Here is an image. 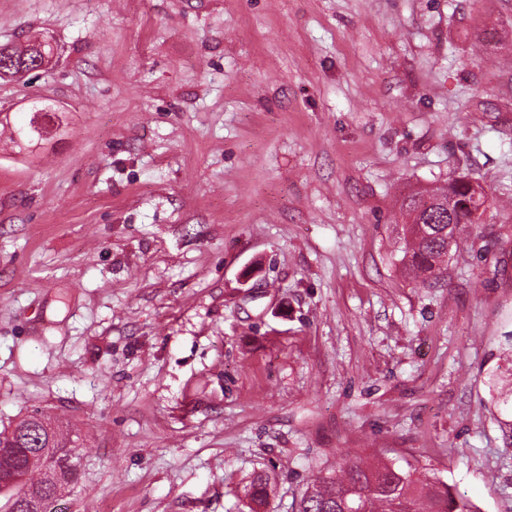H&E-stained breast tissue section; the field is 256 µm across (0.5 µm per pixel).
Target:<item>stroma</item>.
<instances>
[{
	"label": "stroma",
	"instance_id": "35a3bbf8",
	"mask_svg": "<svg viewBox=\"0 0 512 512\" xmlns=\"http://www.w3.org/2000/svg\"><path fill=\"white\" fill-rule=\"evenodd\" d=\"M512 0H0V428L77 437L58 512H269L395 460L512 512ZM488 196L442 276L401 204ZM34 39H28L24 44H11V46L0 45V78L17 77L19 72L26 70L27 72L37 70V59L40 62L46 55L48 58L52 53V47L45 45L42 52L32 44ZM40 103V101L33 102L31 107L32 116L27 124L26 127L22 128H13L11 132V142L14 144V147L18 149L16 151V154H26L29 155L32 153L38 146L42 144V142L46 139L43 138L44 131L42 130V127L38 124V117L41 116H49V113L47 112H54L52 113L53 116H55L58 119V123L61 125L63 122V117L66 112H63L58 106L55 104H46L43 103L42 107H39L37 104ZM49 109V111L42 113V112H34L35 110H45ZM39 114V115H38ZM269 493L268 475L264 472L254 473L244 489V507L248 509V512H261L260 509L267 504Z\"/></svg>",
	"mask_w": 512,
	"mask_h": 512
}]
</instances>
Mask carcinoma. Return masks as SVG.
Here are the masks:
<instances>
[{
  "mask_svg": "<svg viewBox=\"0 0 512 512\" xmlns=\"http://www.w3.org/2000/svg\"><path fill=\"white\" fill-rule=\"evenodd\" d=\"M52 47L38 50L32 40L23 44L0 45V78L16 77L19 72L38 69L37 60L51 55ZM53 112L63 121L64 112L54 104H32V116L27 126L14 128L11 142L20 154H30L44 141V131L38 124L36 110ZM436 200H455L453 214L433 205L417 210L416 196L404 200V219H412L407 235L403 236L401 262L414 278L425 283L434 271L442 269L448 258V239L455 237L460 227L470 223L472 210L485 205V195L472 189L470 182L455 179L443 188L424 194ZM36 415H28L16 424L0 431V477L19 475L24 485L41 489L48 481L45 464L39 451L46 435L37 428ZM270 493L268 475L256 472L244 489V507L248 512H261ZM477 512L465 496L453 492L447 483L434 479L424 482L416 469H403L393 462L375 465H345L310 484L302 493L295 512Z\"/></svg>",
  "mask_w": 512,
  "mask_h": 512,
  "instance_id": "obj_1",
  "label": "carcinoma"
}]
</instances>
